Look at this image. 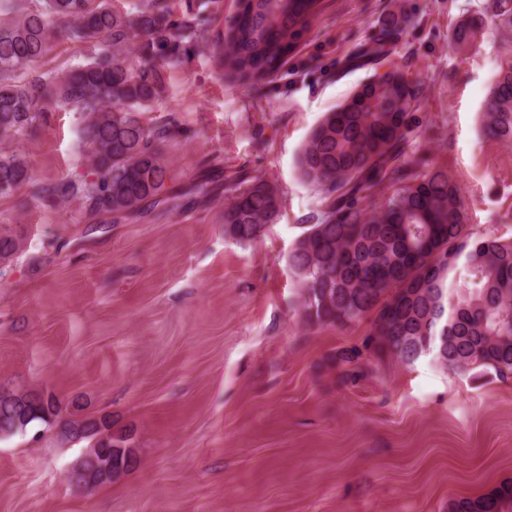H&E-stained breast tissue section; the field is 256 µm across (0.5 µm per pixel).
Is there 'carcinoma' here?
I'll return each mask as SVG.
<instances>
[{
    "instance_id": "cac0c4a2",
    "label": "carcinoma",
    "mask_w": 512,
    "mask_h": 512,
    "mask_svg": "<svg viewBox=\"0 0 512 512\" xmlns=\"http://www.w3.org/2000/svg\"><path fill=\"white\" fill-rule=\"evenodd\" d=\"M320 0H237V20L219 45L227 75L246 85L278 74L316 15ZM488 9L512 26V0ZM392 12L359 66L378 63L403 35ZM485 28L477 11L450 34L465 50ZM200 37L196 17L177 18L166 0H140L125 13L111 0H0V145L33 136L48 106H75L84 115L81 141L93 178L62 179L33 196L74 204L84 215L134 220L177 200L204 201L224 193V232L257 240L281 208L279 190L263 175L207 173L175 188L163 159L181 135L168 118L142 114L162 99L166 71L176 68ZM59 40L94 47L86 61L61 75L39 70ZM425 100L422 85L397 68L374 72L310 131L297 160L299 178L320 192L314 223L288 256L309 327L367 323L361 345L326 358L325 375L354 382L375 363L411 365L423 356L446 370L512 374V236L466 223L465 202L448 171L416 147ZM487 138L512 143V57L500 67L485 100ZM29 182L18 153L0 152V196ZM0 229V264L20 250ZM60 412L49 392L0 390V433L14 435ZM70 441H86L92 486L106 483L104 464L127 473L136 463L130 436L114 434L104 418L67 424ZM448 512H512V482L479 497L452 500Z\"/></svg>"
}]
</instances>
